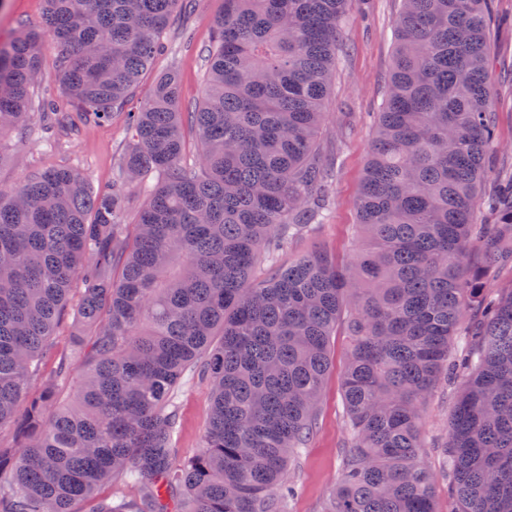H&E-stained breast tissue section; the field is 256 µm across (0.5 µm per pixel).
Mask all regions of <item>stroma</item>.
Listing matches in <instances>:
<instances>
[{"label": "stroma", "instance_id": "35a3bbf8", "mask_svg": "<svg viewBox=\"0 0 512 512\" xmlns=\"http://www.w3.org/2000/svg\"><path fill=\"white\" fill-rule=\"evenodd\" d=\"M401 0H360L345 22L340 63L332 78L322 128V145L332 163V200L326 224L304 230L289 247L288 256L327 250L337 259L349 258L365 245L358 229L356 198L371 151L375 123L392 69L393 31ZM45 0H0V42L13 37L20 25L41 28ZM224 10V0H196L190 14L167 30L165 51L156 55L129 100L113 109L99 125L54 127L62 147L45 150L34 141L12 133L0 139V189L9 191L32 173L51 167H71L86 178L92 194L110 189L118 178V158L126 145L127 114L143 100L158 73L173 68L180 74V95L185 110L198 107L205 93L207 62L204 51L213 36L212 22ZM490 24L491 66L498 125L497 164L512 160V0H493ZM350 338L338 327L331 339L332 367L321 391L316 428L304 448L295 453L288 477L296 487L286 512H323L326 499L343 472V365ZM461 379L442 380L427 399L421 419L423 458L435 478V512H456L441 440L448 429ZM179 424L173 444L180 454L200 448L211 408V384L184 376L176 394Z\"/></svg>", "mask_w": 512, "mask_h": 512}]
</instances>
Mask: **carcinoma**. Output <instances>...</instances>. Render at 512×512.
Wrapping results in <instances>:
<instances>
[{
  "label": "carcinoma",
  "instance_id": "carcinoma-1",
  "mask_svg": "<svg viewBox=\"0 0 512 512\" xmlns=\"http://www.w3.org/2000/svg\"><path fill=\"white\" fill-rule=\"evenodd\" d=\"M45 2L43 30L0 43V139L54 143L32 112L43 35L60 52L43 112L99 122L195 0ZM490 2L402 0L357 199L370 246L342 264L278 253L326 220L319 140L352 0H224L199 107L183 111L171 69L129 113L120 179L158 176L134 223L119 191L93 196L70 167L0 191V429L16 438L0 448V512H283L344 319L349 438L325 512H435L419 425L458 364L443 445L458 512H512V290L486 292L512 267V173L488 161ZM490 178L501 189L484 200ZM68 314L85 331L80 361L59 364L61 380L78 371L63 401L57 384H30ZM191 366L211 382V412L179 461L174 392ZM105 483L138 497L100 498Z\"/></svg>",
  "mask_w": 512,
  "mask_h": 512
}]
</instances>
